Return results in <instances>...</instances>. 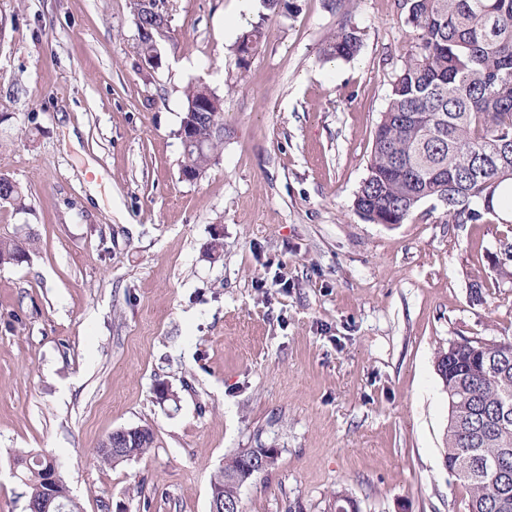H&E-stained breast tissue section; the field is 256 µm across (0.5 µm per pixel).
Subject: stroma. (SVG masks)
<instances>
[{
  "label": "stroma",
  "instance_id": "1",
  "mask_svg": "<svg viewBox=\"0 0 512 512\" xmlns=\"http://www.w3.org/2000/svg\"><path fill=\"white\" fill-rule=\"evenodd\" d=\"M170 9L154 69L129 0H0V172L31 204L0 207V238L36 237L0 267V512L26 510L21 451L56 458L82 512H210L245 448L278 458L242 512H336L339 490L361 512H468L434 357L512 338L494 268L512 223L449 224L433 200L396 225L355 210L418 42L399 0ZM343 21L361 49L325 58ZM196 82L224 100V145L188 182L177 130ZM133 426L152 429L148 455L97 460Z\"/></svg>",
  "mask_w": 512,
  "mask_h": 512
}]
</instances>
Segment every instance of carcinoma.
I'll return each instance as SVG.
<instances>
[{"instance_id":"obj_1","label":"carcinoma","mask_w":512,"mask_h":512,"mask_svg":"<svg viewBox=\"0 0 512 512\" xmlns=\"http://www.w3.org/2000/svg\"><path fill=\"white\" fill-rule=\"evenodd\" d=\"M133 16L152 32L137 41L146 56L156 50L163 21L148 16L132 0ZM406 22L418 32L416 50L396 74L387 108L377 124L367 177L354 199L356 211L373 224H402L426 199L446 207V223L478 224L497 215V201L512 183V0H402ZM361 48L354 27L341 24L326 41L324 54L349 60ZM181 125L194 127L204 146L182 145L183 171H205L223 145L218 128L223 99L204 84L185 91ZM209 110L200 113L198 103ZM23 187L0 174V205L28 208ZM35 244L0 240V266L22 262ZM499 341L455 342L436 353L435 368L448 396L444 463L470 493L471 512H512V356L498 357ZM153 432L140 426L124 453H103L105 464H119L148 453ZM501 459V470L479 463ZM277 456L252 472L234 455L214 484L224 500H239L240 489L271 469ZM47 457L21 454L16 464L30 488L28 501L44 496Z\"/></svg>"}]
</instances>
